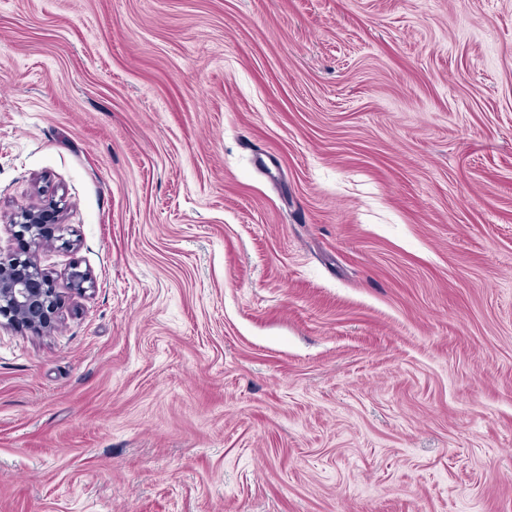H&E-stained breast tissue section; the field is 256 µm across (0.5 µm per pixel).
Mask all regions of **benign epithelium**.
Masks as SVG:
<instances>
[{"mask_svg":"<svg viewBox=\"0 0 512 512\" xmlns=\"http://www.w3.org/2000/svg\"><path fill=\"white\" fill-rule=\"evenodd\" d=\"M8 227L26 238V248L0 256V328L21 326L35 334L54 327L60 318L62 294L38 265V253L59 229V210L51 199L17 212Z\"/></svg>","mask_w":512,"mask_h":512,"instance_id":"benign-epithelium-1","label":"benign epithelium"}]
</instances>
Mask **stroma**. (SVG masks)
Listing matches in <instances>:
<instances>
[{
	"mask_svg": "<svg viewBox=\"0 0 512 512\" xmlns=\"http://www.w3.org/2000/svg\"><path fill=\"white\" fill-rule=\"evenodd\" d=\"M50 198L0 512H512V0H0Z\"/></svg>",
	"mask_w": 512,
	"mask_h": 512,
	"instance_id": "stroma-1",
	"label": "stroma"
}]
</instances>
